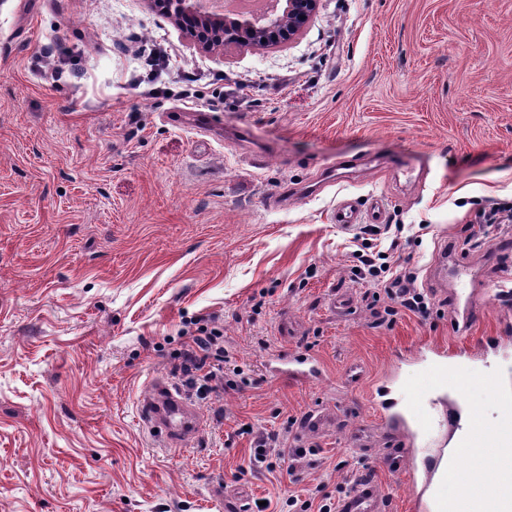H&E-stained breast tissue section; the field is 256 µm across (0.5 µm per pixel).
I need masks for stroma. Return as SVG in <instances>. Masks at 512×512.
Listing matches in <instances>:
<instances>
[{
  "instance_id": "stroma-1",
  "label": "stroma",
  "mask_w": 512,
  "mask_h": 512,
  "mask_svg": "<svg viewBox=\"0 0 512 512\" xmlns=\"http://www.w3.org/2000/svg\"><path fill=\"white\" fill-rule=\"evenodd\" d=\"M343 199L382 205L372 244L408 260L429 319L373 325L356 232L334 221ZM503 202L512 0H321L293 42L218 54L148 0H0V512H225L214 489L239 486L245 512H278L365 478L389 512H411L374 401L417 403L423 360L443 346L473 360L465 403L500 413L475 356L512 334L491 271L512 268V232L483 228L467 255L484 302L467 333L433 277L477 210ZM199 317L249 382L197 398L205 427L175 448L138 400L173 378L182 323ZM296 354L319 376L277 373ZM316 408L337 425L291 430L308 450L294 474L252 462L255 435Z\"/></svg>"
}]
</instances>
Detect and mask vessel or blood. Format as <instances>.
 <instances>
[{
    "mask_svg": "<svg viewBox=\"0 0 512 512\" xmlns=\"http://www.w3.org/2000/svg\"><path fill=\"white\" fill-rule=\"evenodd\" d=\"M382 219L379 207L360 212L351 202L336 207V223L349 229L368 220ZM435 268L441 280L450 281L453 327L462 331L482 315V302L474 289L458 287L469 275L463 260H439ZM472 379L471 370L437 352L426 365L421 398L412 414L392 409L389 418L397 428L394 447L387 449L389 464L405 469L414 486L412 512H512V390L496 391L504 411L489 417L467 406L462 395ZM140 418L146 428L168 445L183 447L195 440L204 419L185 394L167 379H154L140 399ZM334 414L325 409L309 411L298 424L303 434H317L334 427ZM477 458L493 470L495 484L488 492H472L468 499L449 495L458 464ZM386 501L374 483L365 481L344 496L337 512H386Z\"/></svg>",
    "mask_w": 512,
    "mask_h": 512,
    "instance_id": "obj_1",
    "label": "vessel or blood"
}]
</instances>
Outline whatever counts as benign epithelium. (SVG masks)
Wrapping results in <instances>:
<instances>
[{"mask_svg":"<svg viewBox=\"0 0 512 512\" xmlns=\"http://www.w3.org/2000/svg\"><path fill=\"white\" fill-rule=\"evenodd\" d=\"M175 18L179 27L202 50L212 52L229 46L266 49L290 42L317 12L320 0H273L263 19L231 17L201 6L202 0H150Z\"/></svg>","mask_w":512,"mask_h":512,"instance_id":"benign-epithelium-1","label":"benign epithelium"}]
</instances>
